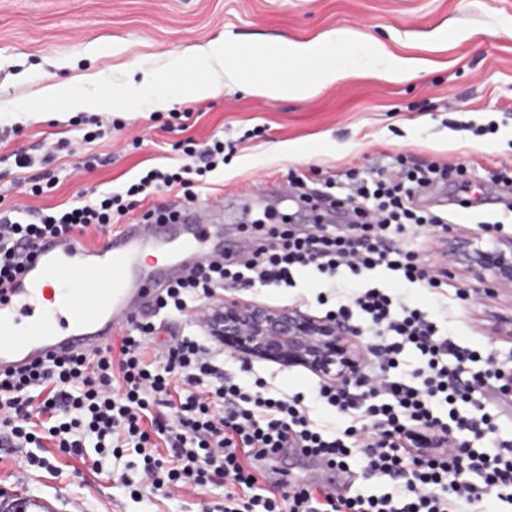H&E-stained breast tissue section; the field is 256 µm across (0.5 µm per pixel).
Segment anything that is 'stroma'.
I'll return each mask as SVG.
<instances>
[{
	"label": "stroma",
	"mask_w": 512,
	"mask_h": 512,
	"mask_svg": "<svg viewBox=\"0 0 512 512\" xmlns=\"http://www.w3.org/2000/svg\"><path fill=\"white\" fill-rule=\"evenodd\" d=\"M342 27L357 30L362 41L379 42L398 58L421 61L414 76L392 80L375 68H351L343 78L308 99L271 100L234 87L215 97H178L166 108L154 105L109 111L123 128L111 138L83 142L88 112L34 121L25 115L0 118V204L45 209L90 199L94 194L138 180L144 169L176 166V145L184 137L199 141L224 137L234 149L223 167L211 173L198 203L221 216L232 239H264L259 221L263 205L245 193L266 182L284 184L302 173L308 189L349 168L369 169L402 155L425 167L462 166L468 190L448 182L447 213H458L449 231L410 236L409 245L432 270L447 265L449 235L471 237L484 245L512 238V201L500 194L499 174L512 170V0H0V107L40 95L54 84L75 85L105 77H140L142 71L175 58L202 52L216 40L272 43L285 38L310 41ZM93 44L108 54L86 57ZM178 120V131L166 124ZM262 135H253V128ZM70 139L79 155L47 156L44 165L17 168L13 154L47 155L58 138ZM295 145L298 152L284 156ZM102 158V166L78 168L80 154ZM47 175L55 189L34 197L23 193L25 180ZM474 206L457 212L461 198ZM374 282L405 295L412 305L451 328L463 347L492 353L502 369H512V338L493 337L491 313H512V291L493 306L459 300L467 281L448 275L447 286L432 294L399 274L377 271ZM346 276L326 287L313 272L299 275L293 288H229V295L271 307H299L322 317L345 298ZM224 370L235 379L262 378L278 392L311 393L318 375L302 367L255 360L242 366L225 355ZM51 469H21L9 449L0 447V505L14 495L46 505L48 512H201L202 503L224 498L223 486L188 489L176 500L142 490L130 498L122 474L136 475L141 459L125 452L112 474H97L87 461L55 457ZM289 485L327 487L329 470L315 467L289 449L271 460Z\"/></svg>",
	"instance_id": "stroma-1"
}]
</instances>
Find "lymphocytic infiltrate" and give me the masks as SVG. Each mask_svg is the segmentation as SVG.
Wrapping results in <instances>:
<instances>
[{"label":"lymphocytic infiltrate","instance_id":"1","mask_svg":"<svg viewBox=\"0 0 512 512\" xmlns=\"http://www.w3.org/2000/svg\"><path fill=\"white\" fill-rule=\"evenodd\" d=\"M179 148L184 165L148 169L137 182L93 201L34 214L5 209L0 289L41 239L110 232L138 196L176 184L186 201L195 202L209 173L223 163L226 144L189 137ZM448 170L445 164L423 169L397 156L370 171L349 168L327 177L321 196L353 204L362 222L272 231L270 241L252 243L242 257L206 261L166 288L151 317L133 320L115 344L0 374V434L10 441L18 467H46L47 459L33 454L37 448L49 445L80 457L90 447L99 472L103 460L121 459L131 448L143 457L140 482L122 481L132 499H139L144 483L167 499L187 487L225 484L223 502L210 503L205 512H461L488 497L512 505V441L500 442L490 455L456 438L495 431L483 402L501 395L500 370L492 356L460 347L405 298L361 285L336 311L341 321L359 320L371 338L368 383L318 388L317 400L346 421L339 434L314 418L302 393L280 394L259 378L241 384L225 375L224 354L216 346L188 335L160 338L155 323L160 315L202 312L224 286L288 288L304 270L328 283L342 274L361 283L388 270L420 287L441 288L402 239L446 228L447 216L418 208L413 195L429 181L447 178ZM479 361L485 369L469 371ZM402 367L407 377L397 376ZM460 401L472 404L474 414H459ZM440 404L448 406L447 415L437 414ZM285 448L344 473L358 462L363 476L404 484L367 498L308 484L266 487L258 463Z\"/></svg>","mask_w":512,"mask_h":512}]
</instances>
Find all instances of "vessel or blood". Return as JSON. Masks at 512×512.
Wrapping results in <instances>:
<instances>
[{
  "label": "vessel or blood",
  "instance_id": "obj_1",
  "mask_svg": "<svg viewBox=\"0 0 512 512\" xmlns=\"http://www.w3.org/2000/svg\"><path fill=\"white\" fill-rule=\"evenodd\" d=\"M224 253L223 227L198 206L179 222L123 225L104 242H40L0 290V373L111 342L154 294Z\"/></svg>",
  "mask_w": 512,
  "mask_h": 512
}]
</instances>
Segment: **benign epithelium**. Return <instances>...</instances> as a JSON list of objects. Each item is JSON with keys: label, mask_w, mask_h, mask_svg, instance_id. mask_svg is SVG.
<instances>
[{"label": "benign epithelium", "mask_w": 512, "mask_h": 512, "mask_svg": "<svg viewBox=\"0 0 512 512\" xmlns=\"http://www.w3.org/2000/svg\"><path fill=\"white\" fill-rule=\"evenodd\" d=\"M448 261L459 266L468 280L493 286L484 288L486 298L512 288V240H497L482 247L469 240L448 238ZM211 334L224 351L245 361L253 359L301 366L337 384L359 380L364 375L361 355L347 342L351 329L333 317H316L298 308H272L226 296L205 310Z\"/></svg>", "instance_id": "1"}]
</instances>
